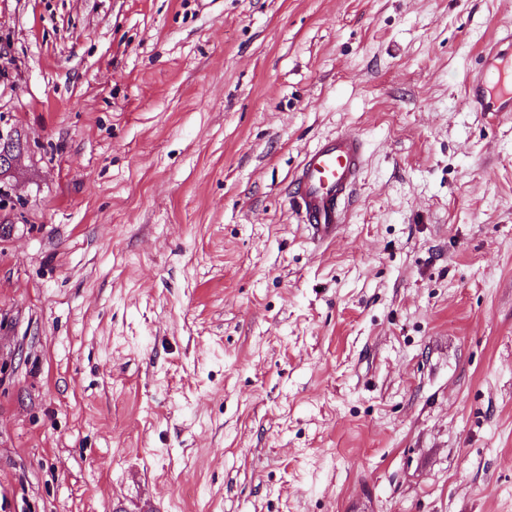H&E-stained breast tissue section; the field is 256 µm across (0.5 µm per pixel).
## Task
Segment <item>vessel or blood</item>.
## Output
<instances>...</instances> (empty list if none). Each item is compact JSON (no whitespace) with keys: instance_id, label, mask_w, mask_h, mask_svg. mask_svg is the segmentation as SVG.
I'll return each mask as SVG.
<instances>
[{"instance_id":"obj_1","label":"vessel or blood","mask_w":512,"mask_h":512,"mask_svg":"<svg viewBox=\"0 0 512 512\" xmlns=\"http://www.w3.org/2000/svg\"><path fill=\"white\" fill-rule=\"evenodd\" d=\"M504 47L482 55L478 71L464 83V102L475 112H512V29ZM365 163L362 140L339 135L306 154L290 183V198L309 233L317 240L334 238L345 221Z\"/></svg>"}]
</instances>
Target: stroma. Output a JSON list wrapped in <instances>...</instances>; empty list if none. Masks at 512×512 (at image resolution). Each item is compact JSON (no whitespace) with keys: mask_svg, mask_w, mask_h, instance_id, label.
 I'll return each instance as SVG.
<instances>
[{"mask_svg":"<svg viewBox=\"0 0 512 512\" xmlns=\"http://www.w3.org/2000/svg\"><path fill=\"white\" fill-rule=\"evenodd\" d=\"M512 0H0V512H512ZM366 161L314 244L290 179ZM504 34L482 53L481 68L464 83L465 105L474 112H512V29Z\"/></svg>","mask_w":512,"mask_h":512,"instance_id":"35a3bbf8","label":"stroma"}]
</instances>
